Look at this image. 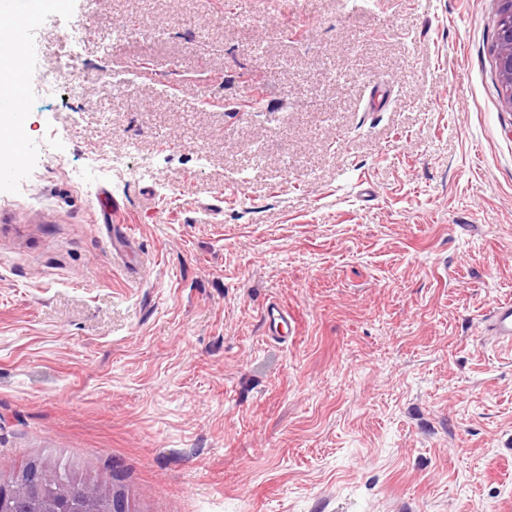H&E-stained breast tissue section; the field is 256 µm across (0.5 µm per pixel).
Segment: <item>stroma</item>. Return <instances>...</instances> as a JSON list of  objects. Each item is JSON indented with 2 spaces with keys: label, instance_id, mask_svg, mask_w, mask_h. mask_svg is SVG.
Here are the masks:
<instances>
[{
  "label": "stroma",
  "instance_id": "1",
  "mask_svg": "<svg viewBox=\"0 0 512 512\" xmlns=\"http://www.w3.org/2000/svg\"><path fill=\"white\" fill-rule=\"evenodd\" d=\"M496 12L66 0L17 28L0 485L41 459L135 512H512V353L478 329L512 300ZM126 21L163 34L105 47ZM271 301L297 325L282 344ZM77 48H72L69 59L59 62L56 66L43 69L40 77L39 88L46 95L55 94L59 88L63 75L69 70L71 61L77 57ZM263 323L266 329V336H270L273 340H276V337L283 336L284 329L286 330L285 334L295 335V325H293V320L288 314V310L276 303L270 302L265 307Z\"/></svg>",
  "mask_w": 512,
  "mask_h": 512
}]
</instances>
